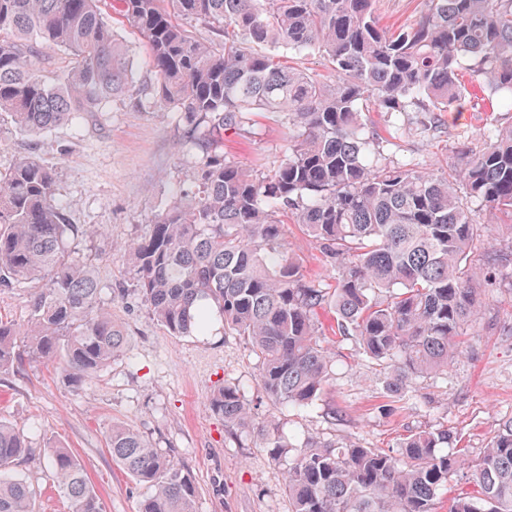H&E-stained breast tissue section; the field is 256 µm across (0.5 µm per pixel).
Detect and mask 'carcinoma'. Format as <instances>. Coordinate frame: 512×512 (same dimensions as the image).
I'll use <instances>...</instances> for the list:
<instances>
[{
	"label": "carcinoma",
	"mask_w": 512,
	"mask_h": 512,
	"mask_svg": "<svg viewBox=\"0 0 512 512\" xmlns=\"http://www.w3.org/2000/svg\"><path fill=\"white\" fill-rule=\"evenodd\" d=\"M98 0H0V114L41 134L116 97L139 92L128 51ZM143 35L157 83L144 106H172L187 133L204 140L236 130L254 112H276L288 153L272 172L245 169L210 151L195 189H178L164 212L127 246L133 284L172 336L203 335L213 317L246 338L260 382L276 404L306 411L320 399L335 362L321 344V317L355 339L383 370L390 398L410 401L421 378L443 375L462 352L466 325L481 312L484 269L470 254L485 225L473 204L512 214V125H493L478 149L459 146L450 172L392 165L363 121L379 112H446L469 95L512 106V0H426L410 25L390 32L375 0H120ZM210 29L209 42L186 27ZM66 50L69 68L48 78L33 67L45 47ZM317 51L336 80L286 68L280 51ZM292 216L337 271L333 288L306 278L284 243ZM91 229L66 223L55 174L37 157L0 172V288L44 281L30 297L25 329L0 319V374L23 357L60 369L80 385L126 352L123 326L98 307L89 268L64 259L68 241ZM231 431H254L241 390L210 399ZM270 458L290 459L291 512H434L448 475L446 429L409 434L394 454L349 442L302 445L274 420L262 423ZM30 451L0 422V512H36L35 492L14 473ZM112 459L150 490L139 512H195L191 472L136 431L112 427ZM69 512H103L77 457L48 450ZM471 493L450 512H512V418L491 438Z\"/></svg>",
	"instance_id": "carcinoma-1"
}]
</instances>
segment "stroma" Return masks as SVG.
Here are the masks:
<instances>
[{
    "instance_id": "35a3bbf8",
    "label": "stroma",
    "mask_w": 512,
    "mask_h": 512,
    "mask_svg": "<svg viewBox=\"0 0 512 512\" xmlns=\"http://www.w3.org/2000/svg\"><path fill=\"white\" fill-rule=\"evenodd\" d=\"M100 10L129 51L137 86L156 76L143 36L115 11L113 0ZM377 129L383 155L421 171L443 172L457 162L456 147L478 146L492 124H512V112L497 102L466 98L437 113L436 127L420 130L422 113H364ZM221 149L242 167L267 171L288 151L277 113L254 115L227 132ZM51 168L68 223L91 227L70 248V261L89 267L100 286L99 304L127 333V351L80 386H70L52 367L27 360L0 375V421L16 425L32 448L16 469L36 493L38 512H67V503L47 464L51 446L70 449L79 459L104 512H138L146 495L112 459L108 435L126 425L193 474L195 512H290L288 464L274 462L256 437L235 438L210 406L223 384L239 385L256 422L277 417L286 435L301 443L314 438L367 448L397 450L418 430L448 429L447 451L464 464L448 478L436 512H449L452 498L472 491L473 466L500 423L512 417V267L490 266L487 256L512 249V228L490 220L480 208L485 237L471 254L484 266L482 307L467 329L464 351L439 377L417 383L421 401L403 407L390 402L376 366L354 340L330 335L335 375L313 408H279L260 385L259 361L249 342L224 333L214 321L203 336L170 335L133 289L125 247L155 221L174 190L192 187L203 156L189 141L176 112L141 108L137 99L113 101L96 117H79L41 135L19 132L0 119V171L28 154ZM286 247L304 272L325 284L335 270L299 225L284 226Z\"/></svg>"
}]
</instances>
